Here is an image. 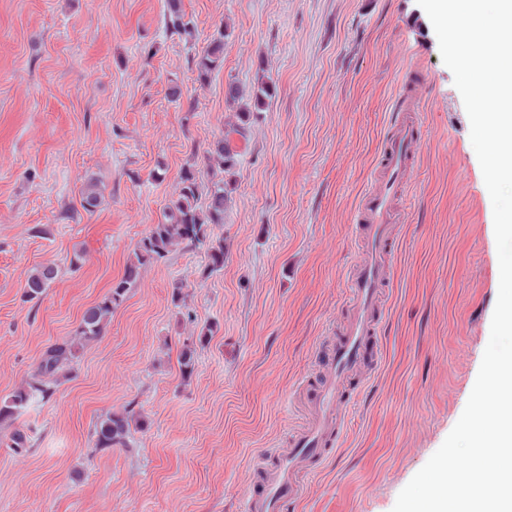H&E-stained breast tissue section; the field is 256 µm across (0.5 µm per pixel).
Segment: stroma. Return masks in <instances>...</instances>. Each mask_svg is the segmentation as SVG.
<instances>
[{"mask_svg": "<svg viewBox=\"0 0 512 512\" xmlns=\"http://www.w3.org/2000/svg\"><path fill=\"white\" fill-rule=\"evenodd\" d=\"M167 0H0V397L72 336L176 199L187 167L207 205L206 155L230 114L229 82L275 93L239 153L224 268L203 251L148 265L99 341L0 444V512H242L256 459L305 422L320 357L348 312L361 248L353 213L371 186L395 94L421 73L423 139L394 203L379 323L382 363L349 386L350 430L290 512H392L460 418L499 291L493 206L470 122L416 0H181L194 32L167 30ZM224 65L196 59L219 29ZM102 204L82 206L88 181ZM81 265H72L74 253ZM56 279L26 300L32 268ZM185 282L186 321L171 303ZM213 336L204 338V327ZM195 343L183 380L178 361ZM146 419L121 448L96 421ZM144 418L131 410L109 412L103 415L94 425L92 439L94 448L106 450L126 445V439L132 427H143Z\"/></svg>", "mask_w": 512, "mask_h": 512, "instance_id": "stroma-1", "label": "stroma"}]
</instances>
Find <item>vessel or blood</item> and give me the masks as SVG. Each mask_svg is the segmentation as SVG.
<instances>
[{
    "mask_svg": "<svg viewBox=\"0 0 512 512\" xmlns=\"http://www.w3.org/2000/svg\"><path fill=\"white\" fill-rule=\"evenodd\" d=\"M418 98L416 86L401 88L395 99L393 132L383 146L374 183L359 199L355 221L365 235L347 278L350 315L337 328L321 383L307 400L309 421L297 430L291 447L272 452L271 464L262 470L260 489L246 498L245 512H286L301 500L305 477L328 459L333 447L344 443L350 377L376 368L379 362L382 285L389 272L394 227L404 221L393 197L411 175L421 139L419 126L408 117Z\"/></svg>",
    "mask_w": 512,
    "mask_h": 512,
    "instance_id": "obj_1",
    "label": "vessel or blood"
}]
</instances>
